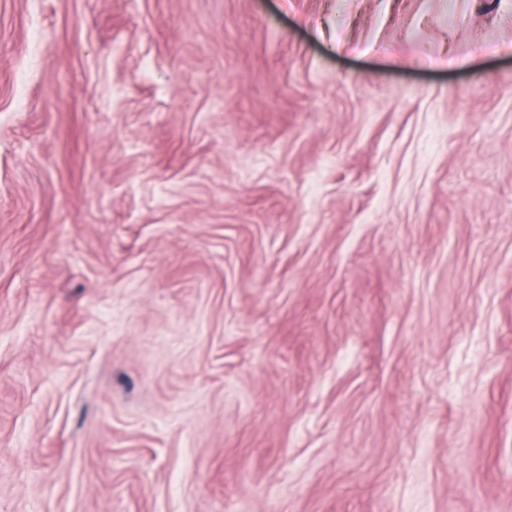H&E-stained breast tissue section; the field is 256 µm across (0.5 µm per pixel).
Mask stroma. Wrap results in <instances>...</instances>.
I'll list each match as a JSON object with an SVG mask.
<instances>
[{"label":"stroma","mask_w":512,"mask_h":512,"mask_svg":"<svg viewBox=\"0 0 512 512\" xmlns=\"http://www.w3.org/2000/svg\"><path fill=\"white\" fill-rule=\"evenodd\" d=\"M0 512H512V0H0Z\"/></svg>","instance_id":"stroma-1"}]
</instances>
